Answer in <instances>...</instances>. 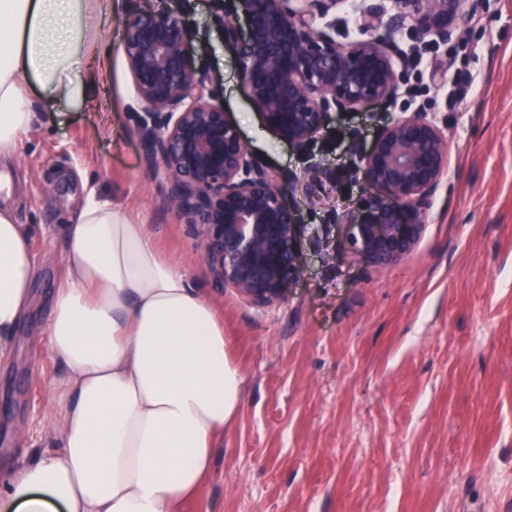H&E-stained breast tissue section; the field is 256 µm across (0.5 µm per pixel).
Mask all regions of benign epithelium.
<instances>
[{
    "label": "benign epithelium",
    "mask_w": 512,
    "mask_h": 512,
    "mask_svg": "<svg viewBox=\"0 0 512 512\" xmlns=\"http://www.w3.org/2000/svg\"><path fill=\"white\" fill-rule=\"evenodd\" d=\"M342 0H224L215 14L224 44L265 127L305 150L336 113L397 91L391 38L446 45L462 0H362L361 37L336 40ZM193 34L178 8H140L123 24V53L137 99L146 163L162 176L163 201L200 239L210 276L259 306L272 305L301 276L302 224L288 175L268 167L243 140L196 65ZM359 155L366 186L347 216L349 242L373 265L411 254L421 241L448 164V138L427 112L379 128Z\"/></svg>",
    "instance_id": "obj_1"
}]
</instances>
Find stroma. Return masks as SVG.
<instances>
[{
	"mask_svg": "<svg viewBox=\"0 0 512 512\" xmlns=\"http://www.w3.org/2000/svg\"><path fill=\"white\" fill-rule=\"evenodd\" d=\"M121 9L93 37L108 65L103 107L63 103L38 87V120L14 161L0 162V206L31 228V305L0 365V472L25 464L38 435L20 437L46 406L43 379L64 365L37 336L63 273V230L87 190L149 225L192 287L217 305L242 398L216 448L212 477L184 512H512V0H464L455 19L470 52L395 38L399 90L389 105L337 114L299 152L267 129L214 22L216 0H181L199 67L251 150L297 176L303 272L264 307L216 284L199 240L164 204L136 134L137 101L123 51ZM477 77L448 111L428 61ZM404 112L435 114L449 169L424 236L408 257L374 266L356 254L345 219L363 192L352 143L369 146ZM326 178L315 194L308 168Z\"/></svg>",
	"mask_w": 512,
	"mask_h": 512,
	"instance_id": "1",
	"label": "stroma"
}]
</instances>
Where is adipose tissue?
Masks as SVG:
<instances>
[{
    "label": "adipose tissue",
    "instance_id": "1",
    "mask_svg": "<svg viewBox=\"0 0 512 512\" xmlns=\"http://www.w3.org/2000/svg\"><path fill=\"white\" fill-rule=\"evenodd\" d=\"M121 0H0V160L37 120L25 93L95 104L106 53L89 39ZM27 225L0 207V360L31 301ZM44 339L42 448L0 483V512H182L211 477L242 375L213 301L158 250L148 225L88 193L65 232Z\"/></svg>",
    "mask_w": 512,
    "mask_h": 512
}]
</instances>
